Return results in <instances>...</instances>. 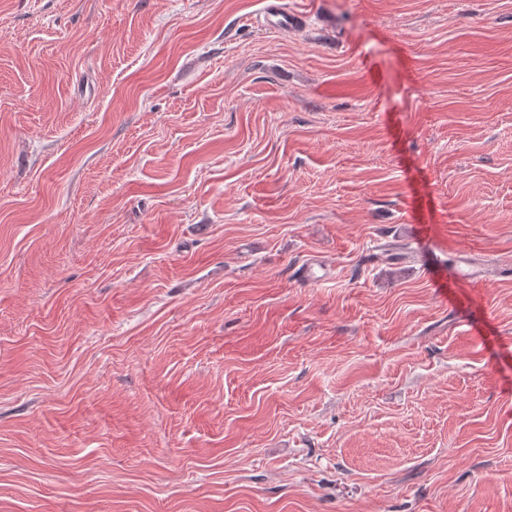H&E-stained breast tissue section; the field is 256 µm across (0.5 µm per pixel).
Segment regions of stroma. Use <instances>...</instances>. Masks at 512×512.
<instances>
[{
  "instance_id": "1",
  "label": "stroma",
  "mask_w": 512,
  "mask_h": 512,
  "mask_svg": "<svg viewBox=\"0 0 512 512\" xmlns=\"http://www.w3.org/2000/svg\"><path fill=\"white\" fill-rule=\"evenodd\" d=\"M281 3L0 0V512H512V0ZM296 22V16L288 13V10L282 7L280 0L266 1L263 10L262 24L269 30L280 32L288 30Z\"/></svg>"
}]
</instances>
